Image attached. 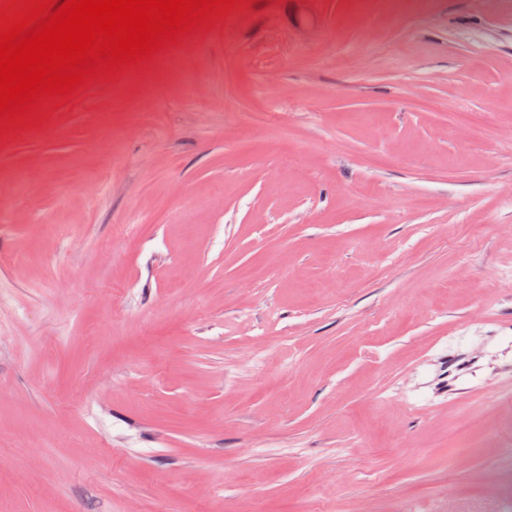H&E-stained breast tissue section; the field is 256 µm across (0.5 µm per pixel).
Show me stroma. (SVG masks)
<instances>
[{"instance_id":"35a3bbf8","label":"stroma","mask_w":512,"mask_h":512,"mask_svg":"<svg viewBox=\"0 0 512 512\" xmlns=\"http://www.w3.org/2000/svg\"><path fill=\"white\" fill-rule=\"evenodd\" d=\"M183 44L0 141V512H512V0Z\"/></svg>"}]
</instances>
